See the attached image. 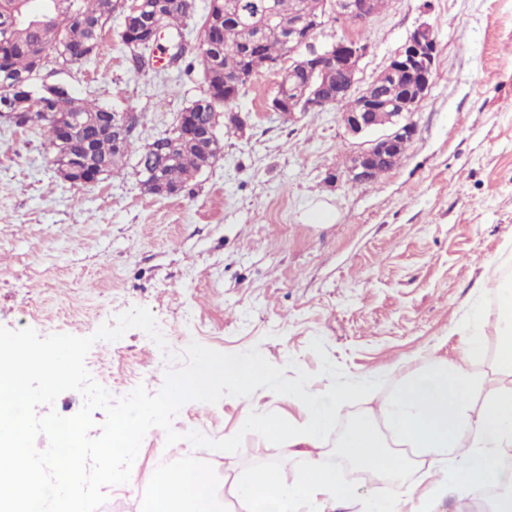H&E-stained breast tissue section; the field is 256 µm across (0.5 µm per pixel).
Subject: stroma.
Returning a JSON list of instances; mask_svg holds the SVG:
<instances>
[{"label": "stroma", "instance_id": "obj_1", "mask_svg": "<svg viewBox=\"0 0 512 512\" xmlns=\"http://www.w3.org/2000/svg\"><path fill=\"white\" fill-rule=\"evenodd\" d=\"M438 44L436 70L409 121L398 164L374 181L348 182V157L365 148L330 107L271 111L276 77L256 73L234 108L244 132L188 191L141 193L132 168L79 190L51 163L41 126L0 124V326L40 336L92 335L131 306L155 315L171 354L198 342L224 353L259 348L273 365L312 373L329 387L309 348L321 337L347 379L380 380L383 392L439 357L457 355L449 330L481 302L495 316L488 280L512 271V0H389L366 25L329 24L317 41L365 39L366 87L420 24ZM74 96L140 114L135 146L151 142L199 93V75L130 72L117 30L100 55L54 74ZM327 205L330 224L311 211ZM157 344L132 329L96 342L86 364L103 383L125 379L157 392ZM302 421L295 404L267 389L217 404L186 403L173 427L222 439L240 432L249 406ZM148 431L123 489L144 512L146 479L166 454ZM216 482L277 464L299 479L306 458L246 434L238 453L197 449Z\"/></svg>", "mask_w": 512, "mask_h": 512}]
</instances>
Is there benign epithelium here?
<instances>
[{"label":"benign epithelium","mask_w":512,"mask_h":512,"mask_svg":"<svg viewBox=\"0 0 512 512\" xmlns=\"http://www.w3.org/2000/svg\"><path fill=\"white\" fill-rule=\"evenodd\" d=\"M382 10L379 0H329L327 18L334 23L362 25ZM315 30L316 27L310 25L308 20H297L288 36V48L293 55L298 52L303 54L299 64L316 76L318 84L309 85L295 95L290 93L285 96L281 91H276L270 102L272 111L291 115L324 110L327 105L354 92L359 63L369 53V44L346 39L336 42L334 48L322 47L316 43ZM203 45L200 38L192 44L183 39L176 41L167 47L168 62L173 67L177 66L188 54L200 50ZM437 50L431 26H418L382 71L384 76L397 78L406 74L413 79L406 96L393 103L375 93L379 82L373 80L358 94L359 103L355 110L340 112V119L347 130L358 135L377 129L380 114L375 109L381 106L399 105L400 116L416 111L430 87ZM137 127L138 121L133 113H112L109 127L112 137L127 143L133 140ZM411 132L410 123L398 122L390 132L370 141L367 148L351 155L344 170L347 180L352 183L368 182L392 169Z\"/></svg>","instance_id":"1"}]
</instances>
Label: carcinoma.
Segmentation results:
<instances>
[{"instance_id":"cac0c4a2","label":"carcinoma","mask_w":512,"mask_h":512,"mask_svg":"<svg viewBox=\"0 0 512 512\" xmlns=\"http://www.w3.org/2000/svg\"><path fill=\"white\" fill-rule=\"evenodd\" d=\"M114 0H0V112H13L9 125L26 128L42 124L48 129L49 148L56 171H61L71 155L70 142L83 139L93 144L92 160L103 165L99 180L121 171L132 148L117 143L112 136L97 130V123L111 111L110 106L75 97L70 90L55 87L43 73H54V65L69 60L73 51L90 44L98 54L112 19L123 11ZM159 6L157 22L176 31L194 18L195 0H148ZM276 17L260 28L240 18L224 17V0H208L199 16L196 31L206 38L203 52L191 54L184 71L194 65L201 69L200 94L189 101L184 111L189 122L199 127L209 123L211 114L222 112L244 94L246 83L232 79L247 71L267 70L288 58V34L299 15L325 23V0H274ZM141 39L137 30L123 26L120 41L134 73L147 71L143 54L154 46L143 45L134 53L130 43ZM71 117V131H55V123ZM224 140L214 130L208 150L194 139L174 130L142 147L136 154L134 170L141 192L169 196L184 192L207 163L223 156Z\"/></svg>"}]
</instances>
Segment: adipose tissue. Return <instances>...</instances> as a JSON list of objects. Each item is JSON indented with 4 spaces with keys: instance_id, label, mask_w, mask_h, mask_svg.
<instances>
[{
    "instance_id": "1",
    "label": "adipose tissue",
    "mask_w": 512,
    "mask_h": 512,
    "mask_svg": "<svg viewBox=\"0 0 512 512\" xmlns=\"http://www.w3.org/2000/svg\"><path fill=\"white\" fill-rule=\"evenodd\" d=\"M492 286L500 303L495 321H488L481 306H472L454 328L467 339L457 356L411 373L396 393L348 429L340 451L351 462L377 477L394 475L401 481L419 471L427 482L421 492L406 485L386 498L369 497L360 512H403L411 499L417 502L414 512H436L442 500L459 501L485 487L505 493L494 512H512V468L503 464L512 456V279L493 280ZM487 336L499 352L500 379L494 384L469 367ZM375 391L372 382L322 393L287 384L281 394L301 405L303 421L293 425L253 409L244 415V427L310 455L355 398ZM149 485L148 512H336L351 499L339 473L324 468L312 469L291 485L273 466L235 475L225 502L203 470L170 478L156 473Z\"/></svg>"
}]
</instances>
